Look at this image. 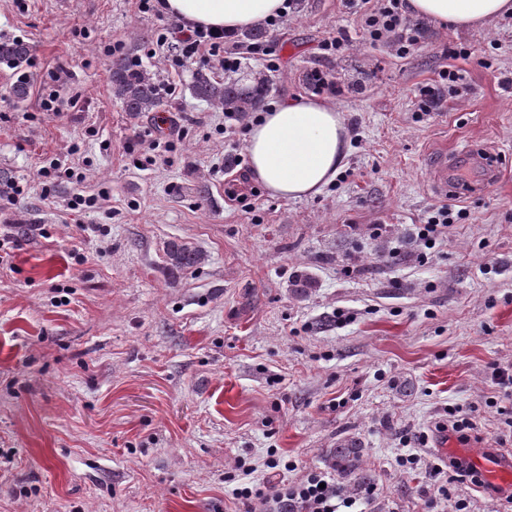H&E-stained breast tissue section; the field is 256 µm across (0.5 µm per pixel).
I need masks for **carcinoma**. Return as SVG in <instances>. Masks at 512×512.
<instances>
[{
	"instance_id": "obj_1",
	"label": "carcinoma",
	"mask_w": 512,
	"mask_h": 512,
	"mask_svg": "<svg viewBox=\"0 0 512 512\" xmlns=\"http://www.w3.org/2000/svg\"><path fill=\"white\" fill-rule=\"evenodd\" d=\"M29 54V46L20 40L0 42V60L19 65ZM111 72L112 93L121 102L124 111L137 116L154 112L160 107L154 78L129 54L112 56ZM267 85V78L257 73L250 74L244 81L219 83L199 71L193 78L192 93L195 97L220 106L228 112L246 114L261 102ZM167 255L171 265L180 269L194 267L203 260V255L188 243L171 244ZM331 460L336 469L356 475L357 482L365 483L370 480L369 474L360 472L357 449L336 448L331 451Z\"/></svg>"
}]
</instances>
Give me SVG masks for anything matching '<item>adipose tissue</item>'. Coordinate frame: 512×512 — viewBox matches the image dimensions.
Returning a JSON list of instances; mask_svg holds the SVG:
<instances>
[{"mask_svg":"<svg viewBox=\"0 0 512 512\" xmlns=\"http://www.w3.org/2000/svg\"><path fill=\"white\" fill-rule=\"evenodd\" d=\"M407 7L414 16L469 29L512 13V0H407ZM286 10V0H164L165 13L228 35ZM348 148V131L335 104L318 97L288 100L251 123L249 176L273 197L311 198L335 182Z\"/></svg>","mask_w":512,"mask_h":512,"instance_id":"ef3b65f1","label":"adipose tissue"}]
</instances>
